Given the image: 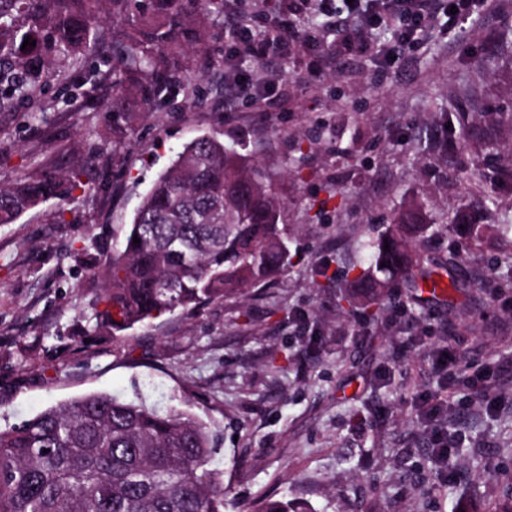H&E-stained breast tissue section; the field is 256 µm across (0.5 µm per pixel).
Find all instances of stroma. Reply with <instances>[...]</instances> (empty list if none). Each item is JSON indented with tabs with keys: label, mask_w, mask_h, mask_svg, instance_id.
Wrapping results in <instances>:
<instances>
[{
	"label": "stroma",
	"mask_w": 512,
	"mask_h": 512,
	"mask_svg": "<svg viewBox=\"0 0 512 512\" xmlns=\"http://www.w3.org/2000/svg\"><path fill=\"white\" fill-rule=\"evenodd\" d=\"M223 3L190 91L134 112L120 137L105 109L111 78L91 84L84 68L0 112V184L46 162L83 169L90 184L0 224V429L89 393L140 396L214 432L224 512L284 495L312 512H492L512 489V185L487 211L468 176L512 160V0L435 16L386 66L385 30L367 52L338 55L342 30L361 22L342 0L324 15L317 0ZM292 18L336 54L332 67L299 50L259 59L233 37L243 23L262 37ZM210 56L223 66L204 67ZM204 133L272 183L291 266L246 296L87 335L102 281L72 252L102 264L159 174ZM411 202L428 223L418 244L458 253L467 281L453 302L399 296L360 325L363 303L344 314L336 298L364 243ZM448 343L462 359L436 373ZM426 401L459 440L446 472Z\"/></svg>",
	"instance_id": "obj_1"
}]
</instances>
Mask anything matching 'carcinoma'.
<instances>
[{
    "label": "carcinoma",
    "instance_id": "carcinoma-1",
    "mask_svg": "<svg viewBox=\"0 0 512 512\" xmlns=\"http://www.w3.org/2000/svg\"><path fill=\"white\" fill-rule=\"evenodd\" d=\"M201 0H0V110L45 88L43 74L68 81L56 63L93 64L91 29L105 5L125 19L112 43L113 134L130 123V100L144 107L183 85L188 54L203 42L210 17ZM36 45L21 49L24 40ZM512 181V168L481 170L484 200ZM90 185L81 173L29 172L0 185V224ZM283 205L263 178L213 134H202L155 180L123 242L101 272L103 308L92 331L112 333L154 316L202 304L271 280L291 264ZM426 230L422 210L397 211L375 244L381 276L357 277L363 297L383 306L390 286L418 301L419 286L447 297L464 281L461 257L441 260L413 244ZM140 243H133V238ZM389 250H384V245ZM386 266H381V263ZM217 452L206 423L180 409L158 412L141 399L88 394L0 430V512H224V485L211 469ZM259 512H311L299 501L271 500Z\"/></svg>",
    "mask_w": 512,
    "mask_h": 512
}]
</instances>
